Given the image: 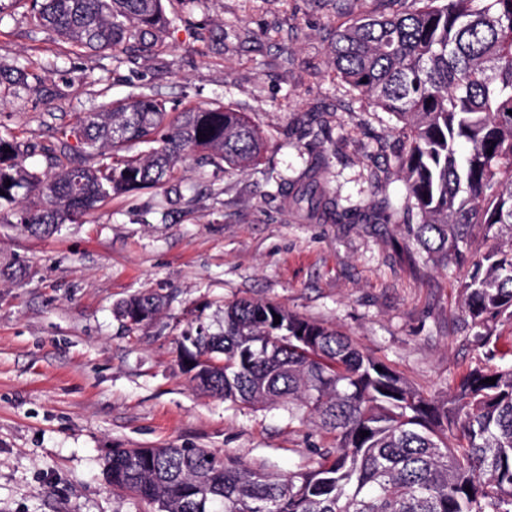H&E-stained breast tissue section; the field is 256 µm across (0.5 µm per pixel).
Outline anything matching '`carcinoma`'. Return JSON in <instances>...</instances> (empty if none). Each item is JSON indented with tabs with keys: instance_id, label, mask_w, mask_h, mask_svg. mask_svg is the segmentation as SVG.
Listing matches in <instances>:
<instances>
[{
	"instance_id": "1",
	"label": "carcinoma",
	"mask_w": 512,
	"mask_h": 512,
	"mask_svg": "<svg viewBox=\"0 0 512 512\" xmlns=\"http://www.w3.org/2000/svg\"><path fill=\"white\" fill-rule=\"evenodd\" d=\"M19 7L74 49L117 55L163 47L169 25L162 0H0V23ZM331 55L339 77L402 123L404 226L427 252L468 264L461 317L490 342V322L512 319V241L497 242L512 229V0H411L337 30ZM32 79L27 63L0 66V87ZM136 145L145 150L128 154ZM264 150L228 108L173 115L151 94L110 101L49 145L0 133V223L49 236L166 183L190 158L243 172ZM34 155L45 170L27 166ZM292 203L309 219L354 221L314 179ZM475 226L483 251L472 249ZM163 308L162 297L137 294L114 313L133 330ZM179 343L188 373L199 355L224 361L222 372L191 376L198 387L232 403H287L336 445L284 478L218 450L112 449L106 479L152 512H512V367L472 369L451 396L428 398L339 331L255 299L224 306L218 332L195 314Z\"/></svg>"
}]
</instances>
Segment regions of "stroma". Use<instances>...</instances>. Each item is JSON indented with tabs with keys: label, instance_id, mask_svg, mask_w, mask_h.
<instances>
[{
	"label": "stroma",
	"instance_id": "obj_1",
	"mask_svg": "<svg viewBox=\"0 0 512 512\" xmlns=\"http://www.w3.org/2000/svg\"><path fill=\"white\" fill-rule=\"evenodd\" d=\"M164 48L136 60L76 51L23 11L0 23V63L31 62L34 91L0 96V132L49 143L83 112L138 93L183 110L224 106L267 149L247 172L186 163L87 221L35 237L0 224V512H149L112 489L115 448H211L285 475L333 446L287 406L233 404L178 365L191 311L212 331L225 304L263 299L337 328L429 397L476 367L512 365V320L478 346L459 320L463 269L400 227L407 190L394 117L339 77L340 27L385 0H164ZM322 169H315L317 158ZM316 175L352 224L300 217L289 196ZM167 295L131 331L114 305Z\"/></svg>",
	"mask_w": 512,
	"mask_h": 512
}]
</instances>
